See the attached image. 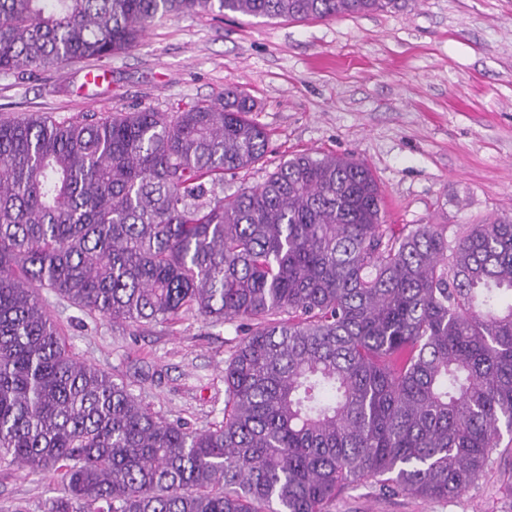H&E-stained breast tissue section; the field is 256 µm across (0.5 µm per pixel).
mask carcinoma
Returning <instances> with one entry per match:
<instances>
[{
  "label": "carcinoma",
  "instance_id": "carcinoma-1",
  "mask_svg": "<svg viewBox=\"0 0 512 512\" xmlns=\"http://www.w3.org/2000/svg\"><path fill=\"white\" fill-rule=\"evenodd\" d=\"M400 0H0V72L103 59L158 18L302 21ZM244 89L179 112L0 117V462L49 512H331L347 485L457 497L512 436V219L386 223L348 156L266 157ZM129 327L244 335L189 431L78 361L37 289Z\"/></svg>",
  "mask_w": 512,
  "mask_h": 512
}]
</instances>
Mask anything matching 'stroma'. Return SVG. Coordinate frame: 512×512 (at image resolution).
Wrapping results in <instances>:
<instances>
[{"label": "stroma", "mask_w": 512, "mask_h": 512, "mask_svg": "<svg viewBox=\"0 0 512 512\" xmlns=\"http://www.w3.org/2000/svg\"><path fill=\"white\" fill-rule=\"evenodd\" d=\"M104 71L88 82L90 67ZM246 89L270 134L266 160L225 178V194L263 182L300 152L365 161L391 224L449 231L512 217V0H405L402 8L303 22L178 14L130 50L90 64L0 74V113L173 112ZM42 298L71 353L114 375L153 412L203 431L224 414L234 324L188 317L139 328L90 316L50 289ZM501 447L466 493L425 500L343 488L333 512H512ZM57 484L0 464V503L47 512Z\"/></svg>", "instance_id": "1"}]
</instances>
